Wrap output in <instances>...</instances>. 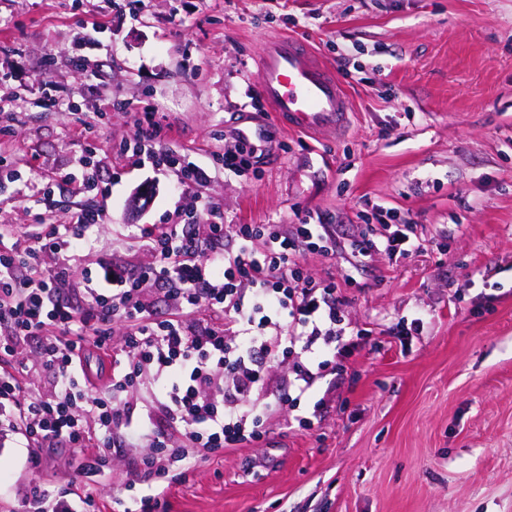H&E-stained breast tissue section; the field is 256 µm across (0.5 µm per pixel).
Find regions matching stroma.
Returning <instances> with one entry per match:
<instances>
[{
  "instance_id": "stroma-1",
  "label": "stroma",
  "mask_w": 512,
  "mask_h": 512,
  "mask_svg": "<svg viewBox=\"0 0 512 512\" xmlns=\"http://www.w3.org/2000/svg\"><path fill=\"white\" fill-rule=\"evenodd\" d=\"M85 22L111 23L81 46ZM295 36L335 71L353 106L345 130L312 134L277 121L258 89L263 41ZM86 57L84 73L72 54ZM0 143L18 183L0 185V225L32 223L50 185L63 220L79 205L83 145L53 84L80 111L99 112L100 156L112 193L75 270L112 256L144 265L135 225L191 214L202 201L228 224L323 217L347 236L389 215L417 226L424 251L361 266L304 251V275L334 280L343 313L370 334L337 373L318 379L312 429L274 417L262 443L197 460L171 481L166 512H512V0H0ZM172 126L161 148L203 167L202 187L177 191L176 171L138 167L118 147L137 135L128 112ZM264 144L239 171L217 156L234 134ZM152 190L148 206L130 199ZM421 317L418 334L390 330ZM147 442L119 448L89 486L96 512L142 495ZM24 447L0 450V512L37 486L79 485L80 456L61 448L40 468Z\"/></svg>"
}]
</instances>
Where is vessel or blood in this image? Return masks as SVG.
Masks as SVG:
<instances>
[{
  "mask_svg": "<svg viewBox=\"0 0 512 512\" xmlns=\"http://www.w3.org/2000/svg\"><path fill=\"white\" fill-rule=\"evenodd\" d=\"M258 92L271 112L299 130H343L351 111L335 74L295 38L269 42L259 56Z\"/></svg>",
  "mask_w": 512,
  "mask_h": 512,
  "instance_id": "b4317fda",
  "label": "vessel or blood"
}]
</instances>
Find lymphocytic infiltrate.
I'll return each instance as SVG.
<instances>
[{
	"label": "lymphocytic infiltrate",
	"mask_w": 512,
	"mask_h": 512,
	"mask_svg": "<svg viewBox=\"0 0 512 512\" xmlns=\"http://www.w3.org/2000/svg\"><path fill=\"white\" fill-rule=\"evenodd\" d=\"M70 119L85 145L74 189L104 195L100 166L90 159L101 116L74 111ZM136 122L139 134L121 145L122 154L159 171L177 170L183 190L207 180L204 168L157 148L155 113H138ZM102 218L101 208L88 206L64 224L41 219L20 229L0 227V441L23 439L34 465L45 449H78V473L90 480L104 471L114 449L147 440L152 452L139 468L151 491L131 498L123 512H165L176 464H188L199 450L212 454L261 441L275 415L290 413L300 428L313 426V418L298 411L302 397L324 372L335 371L337 357L355 349L363 333L343 327L345 299L335 282L303 276L304 250L332 255L342 247L360 263L424 247L407 221L372 226L348 240L339 225L305 221L214 220L199 234L191 218L180 216L135 235L136 248L150 254L151 263L133 268L103 257L96 271L74 274L67 256L82 250ZM32 340L40 365L54 375V397L29 390L33 368L19 350ZM91 347L112 356V382L103 393L80 387L77 379ZM298 351L306 353V365L275 401H262L268 363ZM142 378L160 385L162 410L182 425L181 441L153 422L134 420L128 394Z\"/></svg>",
	"instance_id": "f902f5d3"
}]
</instances>
